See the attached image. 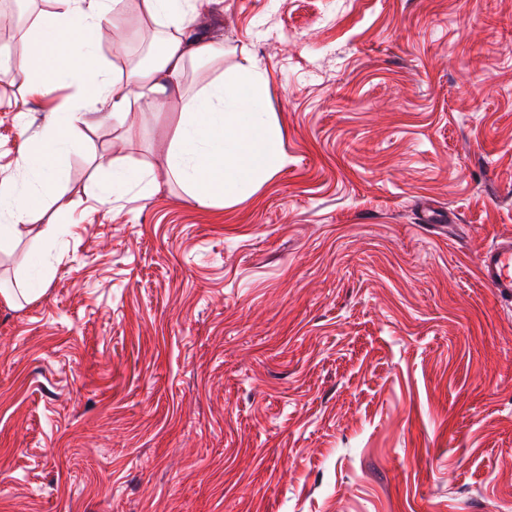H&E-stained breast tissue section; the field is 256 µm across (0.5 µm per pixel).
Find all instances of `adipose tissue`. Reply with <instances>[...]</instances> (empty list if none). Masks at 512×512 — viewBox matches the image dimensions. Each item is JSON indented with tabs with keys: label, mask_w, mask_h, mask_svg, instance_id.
I'll list each match as a JSON object with an SVG mask.
<instances>
[{
	"label": "adipose tissue",
	"mask_w": 512,
	"mask_h": 512,
	"mask_svg": "<svg viewBox=\"0 0 512 512\" xmlns=\"http://www.w3.org/2000/svg\"><path fill=\"white\" fill-rule=\"evenodd\" d=\"M54 2L53 15L33 22L24 33L30 92L45 95L65 75L76 79L79 103L63 118L50 121L38 141H22L20 153L31 163L35 178L24 192L0 188V210L7 214L0 225V252L13 246L20 227L35 222L36 198L55 191L66 152L90 107L99 104L121 121L122 138L131 144L138 135L128 120L132 111L160 101L166 91L176 92L179 119L169 144L167 173L203 208L250 198L286 165L283 129L267 110L269 81L253 60L183 95L187 65L224 54L223 45L188 35L196 0H141L143 14L167 30L164 47L150 63L115 77L103 66L94 42L115 0Z\"/></svg>",
	"instance_id": "1"
}]
</instances>
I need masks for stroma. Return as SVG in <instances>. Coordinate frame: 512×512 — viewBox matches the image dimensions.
Returning a JSON list of instances; mask_svg holds the SVG:
<instances>
[{
    "instance_id": "35a3bbf8",
    "label": "stroma",
    "mask_w": 512,
    "mask_h": 512,
    "mask_svg": "<svg viewBox=\"0 0 512 512\" xmlns=\"http://www.w3.org/2000/svg\"><path fill=\"white\" fill-rule=\"evenodd\" d=\"M95 33L108 70L151 24ZM0 77V183L75 91ZM191 32L270 86L288 164L198 207L166 179L174 106L106 110L69 149L72 224L38 297L0 305V512H512V304L478 259L512 237V0H204ZM152 167L108 203L96 156ZM51 197L0 255L19 292Z\"/></svg>"
}]
</instances>
